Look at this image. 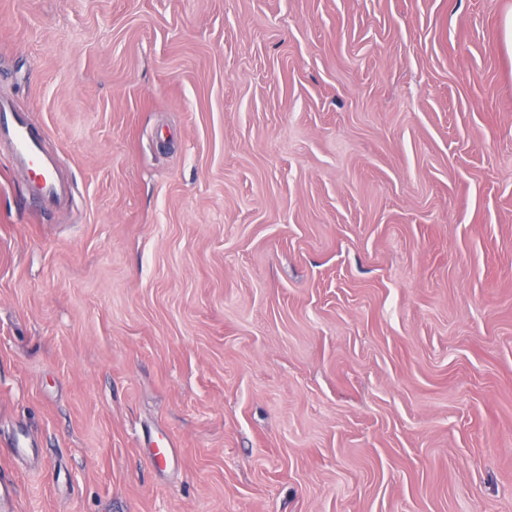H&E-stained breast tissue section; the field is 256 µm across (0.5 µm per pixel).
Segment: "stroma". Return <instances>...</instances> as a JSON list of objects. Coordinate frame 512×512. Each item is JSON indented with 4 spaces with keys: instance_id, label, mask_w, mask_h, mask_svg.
Returning a JSON list of instances; mask_svg holds the SVG:
<instances>
[{
    "instance_id": "35a3bbf8",
    "label": "stroma",
    "mask_w": 512,
    "mask_h": 512,
    "mask_svg": "<svg viewBox=\"0 0 512 512\" xmlns=\"http://www.w3.org/2000/svg\"><path fill=\"white\" fill-rule=\"evenodd\" d=\"M511 12L0 0L16 512H512ZM4 136L10 139L12 162L34 175L27 186V198H32L40 211L52 212L65 191L55 162L43 151L42 137L33 132L26 113L17 112L9 102L0 100V140Z\"/></svg>"
}]
</instances>
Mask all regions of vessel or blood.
<instances>
[{
    "instance_id": "b4317fda",
    "label": "vessel or blood",
    "mask_w": 512,
    "mask_h": 512,
    "mask_svg": "<svg viewBox=\"0 0 512 512\" xmlns=\"http://www.w3.org/2000/svg\"><path fill=\"white\" fill-rule=\"evenodd\" d=\"M8 137L12 146V161L32 172L27 195L40 211L52 212L63 196L65 187L59 180L55 162L42 147V138L32 130L26 113L16 111L9 102L0 100V138Z\"/></svg>"
}]
</instances>
